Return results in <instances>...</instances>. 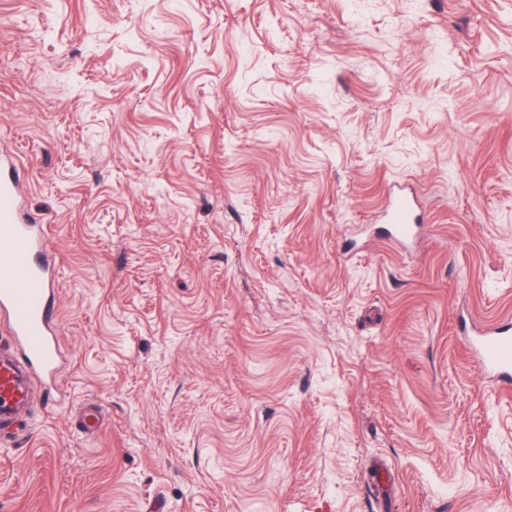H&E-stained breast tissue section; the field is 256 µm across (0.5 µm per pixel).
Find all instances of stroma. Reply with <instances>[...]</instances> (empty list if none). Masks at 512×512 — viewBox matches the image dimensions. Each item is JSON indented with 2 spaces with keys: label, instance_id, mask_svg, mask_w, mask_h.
<instances>
[{
  "label": "stroma",
  "instance_id": "35a3bbf8",
  "mask_svg": "<svg viewBox=\"0 0 512 512\" xmlns=\"http://www.w3.org/2000/svg\"><path fill=\"white\" fill-rule=\"evenodd\" d=\"M1 152L63 364L0 512H512V0H0ZM381 222L388 224L387 237L391 242L409 241L420 228L419 217L415 213L411 198L402 189L395 187L390 192ZM468 338V347L478 369L492 377L496 385L512 387V323H503L486 331L474 332Z\"/></svg>",
  "mask_w": 512,
  "mask_h": 512
}]
</instances>
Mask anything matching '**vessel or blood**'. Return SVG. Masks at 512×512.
Segmentation results:
<instances>
[{"label":"vessel or blood","instance_id":"vessel-or-blood-1","mask_svg":"<svg viewBox=\"0 0 512 512\" xmlns=\"http://www.w3.org/2000/svg\"><path fill=\"white\" fill-rule=\"evenodd\" d=\"M387 237L406 242L419 230L411 198L394 189L382 212ZM43 225L24 216V186L12 155L0 154V429L39 401L36 385L61 366L55 285ZM468 347L478 369L503 389L512 387V323L472 333Z\"/></svg>","mask_w":512,"mask_h":512}]
</instances>
